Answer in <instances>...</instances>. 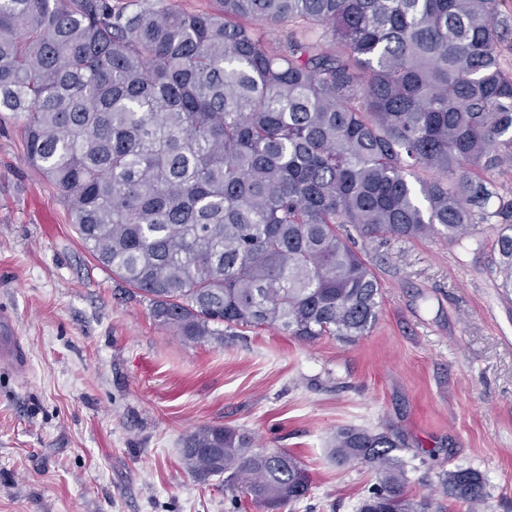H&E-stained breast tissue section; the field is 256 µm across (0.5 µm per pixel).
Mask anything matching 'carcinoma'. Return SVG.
I'll return each mask as SVG.
<instances>
[{"mask_svg": "<svg viewBox=\"0 0 512 512\" xmlns=\"http://www.w3.org/2000/svg\"><path fill=\"white\" fill-rule=\"evenodd\" d=\"M0 0V112L129 298L191 343L277 327L303 343L374 326L379 280L342 229L459 239L498 225L512 282V30L503 0ZM405 441L336 430L332 455L378 483L360 512H427ZM198 480L267 508L307 497L295 456L204 425L181 441ZM472 508L471 468L441 480Z\"/></svg>", "mask_w": 512, "mask_h": 512, "instance_id": "1", "label": "carcinoma"}]
</instances>
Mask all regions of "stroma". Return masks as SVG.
I'll return each mask as SVG.
<instances>
[{"mask_svg": "<svg viewBox=\"0 0 512 512\" xmlns=\"http://www.w3.org/2000/svg\"><path fill=\"white\" fill-rule=\"evenodd\" d=\"M496 237L483 224L456 242L375 240L379 317L353 342L259 327L188 343L119 297L27 162L21 121L0 115V315L27 355L24 373L0 366V512H268L185 468L181 438L208 424L300 458L309 494L279 512H357L377 475L329 448L351 425L406 439L414 500L469 467L487 484L479 512H512V286Z\"/></svg>", "mask_w": 512, "mask_h": 512, "instance_id": "35a3bbf8", "label": "stroma"}]
</instances>
